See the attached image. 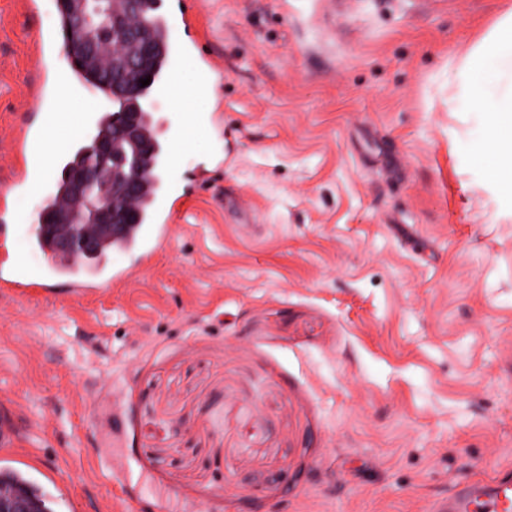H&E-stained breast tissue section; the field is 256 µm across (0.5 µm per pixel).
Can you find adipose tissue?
<instances>
[{"label": "adipose tissue", "mask_w": 512, "mask_h": 512, "mask_svg": "<svg viewBox=\"0 0 512 512\" xmlns=\"http://www.w3.org/2000/svg\"><path fill=\"white\" fill-rule=\"evenodd\" d=\"M475 81L476 105L489 119L478 148L491 152L499 170L512 176V84L501 88L494 72H506L512 80V13L500 23L491 47L468 60Z\"/></svg>", "instance_id": "ef3b65f1"}]
</instances>
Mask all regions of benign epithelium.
<instances>
[{"mask_svg":"<svg viewBox=\"0 0 512 512\" xmlns=\"http://www.w3.org/2000/svg\"><path fill=\"white\" fill-rule=\"evenodd\" d=\"M57 5L68 13L65 53L70 65L79 69L100 63L104 37H115L112 57L107 60L112 67L108 74L112 99L119 101L133 94L132 86L121 83L123 72L140 68V60L155 51L147 21L136 17L139 0H126L124 12L116 15L103 10L100 0H85L79 9L71 7L69 0H57ZM117 142L139 143L137 114L123 112L121 120L113 122L112 137L91 142L84 161L67 174V191L79 206L64 212L67 232L58 242L60 249L75 255L87 254L94 248L88 225L99 224L120 234L126 224L134 221L133 213L116 209L110 200L117 196L135 198L147 170L136 157L117 151ZM55 214L51 199H46L38 217L42 231L53 232ZM0 512H40V505L25 488L3 486Z\"/></svg>","mask_w":512,"mask_h":512,"instance_id":"benign-epithelium-1","label":"benign epithelium"}]
</instances>
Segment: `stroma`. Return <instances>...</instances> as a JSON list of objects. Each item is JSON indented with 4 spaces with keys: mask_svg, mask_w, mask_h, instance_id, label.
<instances>
[{
    "mask_svg": "<svg viewBox=\"0 0 512 512\" xmlns=\"http://www.w3.org/2000/svg\"><path fill=\"white\" fill-rule=\"evenodd\" d=\"M187 5L191 198L124 285L0 294V467L51 512H431L512 468V189L464 67L512 0ZM42 52L57 0H0V196Z\"/></svg>",
    "mask_w": 512,
    "mask_h": 512,
    "instance_id": "stroma-1",
    "label": "stroma"
}]
</instances>
